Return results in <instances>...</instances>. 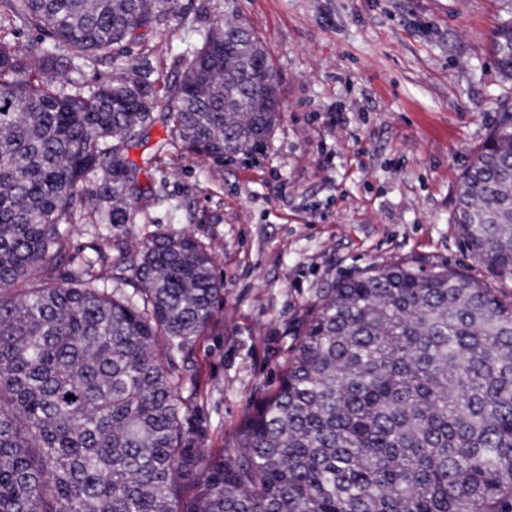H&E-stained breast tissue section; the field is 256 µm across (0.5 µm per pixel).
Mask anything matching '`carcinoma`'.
<instances>
[{
	"instance_id": "carcinoma-1",
	"label": "carcinoma",
	"mask_w": 512,
	"mask_h": 512,
	"mask_svg": "<svg viewBox=\"0 0 512 512\" xmlns=\"http://www.w3.org/2000/svg\"><path fill=\"white\" fill-rule=\"evenodd\" d=\"M180 14V0H0V24L39 34L0 40V512H512V292L419 261L338 282L297 322L277 386L213 452L162 360L224 300L210 250L158 232L131 262L100 248L53 274L79 204L91 200L90 224H129L151 192L129 152L160 100L165 144L192 157L270 143L278 86L252 76L276 73L255 34L224 47L231 17L162 95L129 63L89 90L70 77ZM511 28L489 46L505 79ZM454 223L512 279L511 111L462 173Z\"/></svg>"
}]
</instances>
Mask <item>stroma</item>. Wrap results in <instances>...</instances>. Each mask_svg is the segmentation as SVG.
<instances>
[{"label": "stroma", "instance_id": "1", "mask_svg": "<svg viewBox=\"0 0 512 512\" xmlns=\"http://www.w3.org/2000/svg\"><path fill=\"white\" fill-rule=\"evenodd\" d=\"M182 20L127 50L155 87L177 81L213 17L233 13L267 49L281 120L259 154L201 164L145 147L154 197L130 224L80 225L63 243L66 276L94 248L135 256L150 234L184 229L207 245L224 302L203 336L168 353L207 447H225L271 391L292 328L317 294L371 264L411 259L512 291L465 249L456 183L512 107L487 53L512 0H181Z\"/></svg>", "mask_w": 512, "mask_h": 512}]
</instances>
